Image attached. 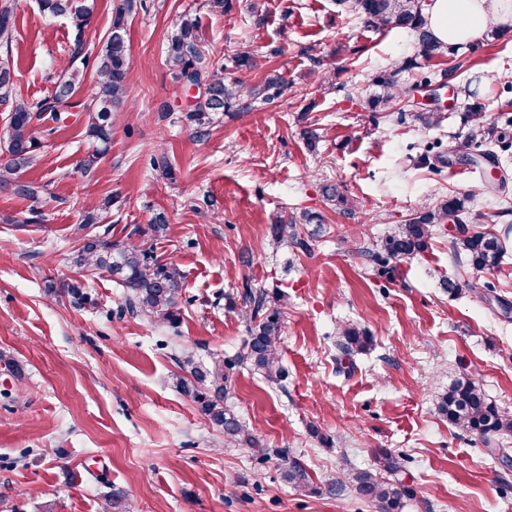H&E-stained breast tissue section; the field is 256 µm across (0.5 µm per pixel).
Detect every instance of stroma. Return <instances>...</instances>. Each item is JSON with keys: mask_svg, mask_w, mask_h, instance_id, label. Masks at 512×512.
Returning a JSON list of instances; mask_svg holds the SVG:
<instances>
[{"mask_svg": "<svg viewBox=\"0 0 512 512\" xmlns=\"http://www.w3.org/2000/svg\"><path fill=\"white\" fill-rule=\"evenodd\" d=\"M117 2L97 0L78 29L44 15L39 0H15V37L0 48L14 65L15 97L49 95L78 52L87 65L76 99L85 101ZM252 2L228 0L220 12L209 0H135L129 109L114 119L96 172L81 170L92 143L74 108L56 129L37 127L36 160L20 178L45 185L41 197L0 186V512H103L114 493L129 512H377L352 494L293 489L281 478L280 448L318 482L371 467L382 449L402 457L400 477L412 491L403 512H512V436L484 441L435 409L437 395L465 374L512 411V254L499 269L475 271L444 229L428 253L389 271L368 255L420 203L472 190L483 170L453 163L433 174L407 150L431 134L413 108L401 120L367 108L375 76L417 56L408 31L368 27L336 0H265L258 17ZM183 14L197 18L214 55L255 58L254 69L229 68L227 78L256 84L275 70L288 89L274 103L216 116L197 136L165 62ZM311 46L334 63L328 87L315 82ZM452 60L482 73L491 122L511 121L512 94L502 87L512 82V27ZM311 125L321 130L313 149L302 136ZM161 153L172 176L152 165ZM327 184L346 205L324 198ZM105 201L109 209L84 225L90 205ZM467 209L470 230L493 213L512 227V186L476 195ZM160 210L173 226L166 240L149 231ZM303 210L322 219L299 227L307 251L273 249L272 225ZM102 231L115 241L136 233L180 266L192 302L178 324L119 315L123 293L111 277L74 266L83 238ZM448 278L460 292L445 290ZM247 280L288 294L287 379L278 386L240 368L226 398L256 437L253 448L225 444L184 394L175 361L184 347L204 361L236 353L247 336L239 297ZM71 283L91 304L71 302L63 292ZM348 322L374 344L343 362L336 340Z\"/></svg>", "mask_w": 512, "mask_h": 512, "instance_id": "1", "label": "stroma"}]
</instances>
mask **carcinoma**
Instances as JSON below:
<instances>
[{"mask_svg": "<svg viewBox=\"0 0 512 512\" xmlns=\"http://www.w3.org/2000/svg\"><path fill=\"white\" fill-rule=\"evenodd\" d=\"M337 4L364 19L365 23L381 29L409 31L420 47L421 56L427 59H444L458 51L437 40L426 27L422 15V0H337ZM132 0H123L115 9L109 35L95 58L97 79L86 101L80 104L85 114L87 137L96 145L95 152L84 162L83 170L91 172L99 155L108 150L112 137V119L124 111L132 60L126 32V16ZM43 13L54 17L70 18L81 24L93 14L95 0H40ZM14 0H0V44H8L13 33ZM199 23L183 15L174 24L166 62L174 81L181 85L205 83L209 94L198 100L186 115L187 120L204 134L219 113L236 116L251 110L257 100L265 103L275 100L288 86L281 73L267 74L263 83L252 85L241 79L224 77L225 66L214 54L205 50L198 34ZM415 58L397 60L386 73L376 79L381 93L366 99L368 108L375 110L394 101L411 99L412 91L420 83H432L431 75L412 85L399 82L403 72L417 67ZM14 71L7 62L0 61V102L10 103L3 124L0 125V151L8 150L10 157L0 160V184L14 186L20 196L36 200L45 186L19 180V174L35 161L37 149L36 125L51 120H61V113L75 106L69 96L77 93L82 84V71L74 62L63 67V77L55 83L50 96L36 103L10 102L15 85ZM439 76L454 77L466 96L474 99L469 106L468 122L471 123V145L474 153L468 160L475 166L487 160L496 163L493 151H483L485 144H494L502 152L512 149V135L488 122L487 105L480 96L479 75L459 73L454 64L441 70ZM425 129L441 126L442 113L422 110L414 114ZM443 141L436 138L419 145L420 157L444 162ZM470 195L445 196L436 203H425L404 224H398L377 251L370 253L373 261L384 266L391 259L425 254L441 226L453 221L460 226L452 240L453 252L463 256L477 271L493 270L500 266L508 251L510 229L500 232L495 228L494 216H489L481 231L465 229L466 203ZM318 216L303 212L292 215L287 222L276 224L271 231L272 244L279 248L285 243L300 250L307 249V241L297 232V225L318 223ZM149 229L157 240L169 236L171 225L164 212H157L150 220ZM76 265L90 270L109 272L112 281L123 288L124 303L121 312L144 319L176 324L180 320L183 301L184 274L173 262H162L154 251L137 243L114 242L106 234H98L84 243L74 258ZM240 298L246 308L248 336L242 341L231 360L214 358L201 362L192 351L185 350L176 357L179 368L190 375L181 382L183 392L191 396L201 412L224 433V443L251 446L255 437L225 402L234 368H249L262 374L268 381L279 384L286 378V370L279 351L281 338L282 305L286 294L269 293L264 288H254L250 281L242 284ZM337 347L350 357L370 349L373 337L356 326L345 325L339 329ZM439 415L448 424L476 434L488 441L500 435L512 434V412L495 405L482 386L470 378L458 379L448 387L437 401ZM402 471L400 459L388 452L375 457L374 466L350 469L320 484L313 481L307 469L297 460L285 459L282 479L294 488L310 494L341 496L350 491L361 499L377 505L379 512H403L405 499L411 490L394 475Z\"/></svg>", "mask_w": 512, "mask_h": 512, "instance_id": "obj_1", "label": "carcinoma"}]
</instances>
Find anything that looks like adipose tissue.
<instances>
[{"instance_id": "obj_1", "label": "adipose tissue", "mask_w": 512, "mask_h": 512, "mask_svg": "<svg viewBox=\"0 0 512 512\" xmlns=\"http://www.w3.org/2000/svg\"><path fill=\"white\" fill-rule=\"evenodd\" d=\"M423 14L439 41L474 42L484 38L490 26L512 20V0H426Z\"/></svg>"}]
</instances>
